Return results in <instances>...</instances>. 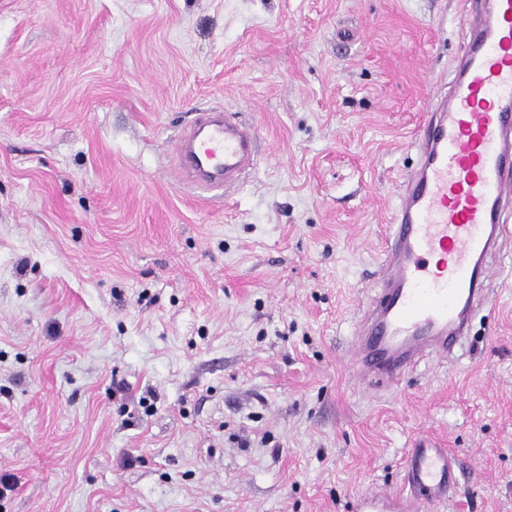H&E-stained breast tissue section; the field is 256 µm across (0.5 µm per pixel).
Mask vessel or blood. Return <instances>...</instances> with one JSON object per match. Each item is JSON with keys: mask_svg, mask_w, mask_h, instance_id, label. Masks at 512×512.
<instances>
[{"mask_svg": "<svg viewBox=\"0 0 512 512\" xmlns=\"http://www.w3.org/2000/svg\"><path fill=\"white\" fill-rule=\"evenodd\" d=\"M467 34L448 106L427 113L416 170L386 226L376 293L354 332L366 384L398 383L429 357L462 351L486 305L490 263L512 226V0H458ZM254 127L227 112L198 113L174 145L179 179L223 192L254 167ZM405 497L368 493L355 512H413L445 502L460 476L453 453L425 441L406 451Z\"/></svg>", "mask_w": 512, "mask_h": 512, "instance_id": "1", "label": "vessel or blood"}]
</instances>
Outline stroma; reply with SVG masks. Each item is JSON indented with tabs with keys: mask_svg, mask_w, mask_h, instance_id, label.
Masks as SVG:
<instances>
[{
	"mask_svg": "<svg viewBox=\"0 0 512 512\" xmlns=\"http://www.w3.org/2000/svg\"><path fill=\"white\" fill-rule=\"evenodd\" d=\"M456 0H0V512H512V239L458 361L358 384L353 332ZM257 130L180 184L194 113ZM153 398H146V391ZM231 115L201 112L180 132L173 150L180 182L193 189L224 193L253 169L256 130ZM406 486L410 495L423 493L430 501L442 503L460 476L459 460L447 448H436L424 440L406 451ZM412 512L411 497H388L378 493H368L358 498L355 512Z\"/></svg>",
	"mask_w": 512,
	"mask_h": 512,
	"instance_id": "35a3bbf8",
	"label": "stroma"
}]
</instances>
